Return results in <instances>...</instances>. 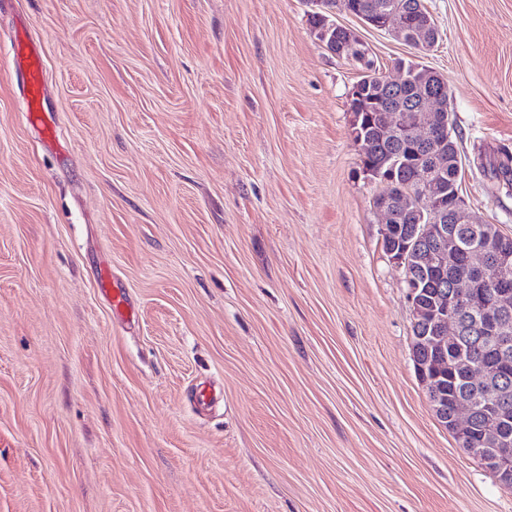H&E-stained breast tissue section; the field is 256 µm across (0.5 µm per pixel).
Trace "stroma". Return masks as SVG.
<instances>
[{
	"label": "stroma",
	"mask_w": 512,
	"mask_h": 512,
	"mask_svg": "<svg viewBox=\"0 0 512 512\" xmlns=\"http://www.w3.org/2000/svg\"><path fill=\"white\" fill-rule=\"evenodd\" d=\"M512 235V0H423ZM305 0H0V512H512L434 416ZM377 67L413 51L344 13ZM32 36L55 136L26 121ZM124 292L113 309L101 275Z\"/></svg>",
	"instance_id": "stroma-1"
}]
</instances>
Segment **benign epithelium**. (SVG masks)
I'll return each mask as SVG.
<instances>
[{
	"instance_id": "obj_1",
	"label": "benign epithelium",
	"mask_w": 512,
	"mask_h": 512,
	"mask_svg": "<svg viewBox=\"0 0 512 512\" xmlns=\"http://www.w3.org/2000/svg\"><path fill=\"white\" fill-rule=\"evenodd\" d=\"M410 24L408 14L395 6L381 12L373 22L398 39L403 38ZM376 125L380 138L405 137L419 149L418 192H386L373 198L374 209L383 217L382 236L391 237L393 222L420 208L431 216V223L414 226L411 241L387 249L390 261L399 269L420 265L428 277L443 272L448 257L463 251L469 269L468 275L454 280L451 296L434 301L432 319L422 340L438 357L453 346L464 330V322L453 304L467 302L468 321L479 328L493 353L490 363L470 366L468 377L476 385L492 387L512 365V248L508 239L501 238L494 243L484 240L462 250L459 225L472 223L467 203L459 194L454 206L448 207L442 187L441 148L452 126L450 106L441 95L430 92L423 93L417 104H405L391 91L376 114ZM491 273L495 290L489 298L482 299L476 288ZM418 371L424 384L432 389L431 406L437 419L449 423L458 441L488 465L502 486L512 488V441L496 433L497 425L512 419V401L508 396L499 391L498 400L487 406L484 437L476 442L468 409L460 407L454 414H448L444 387L428 375L424 365H418Z\"/></svg>"
}]
</instances>
